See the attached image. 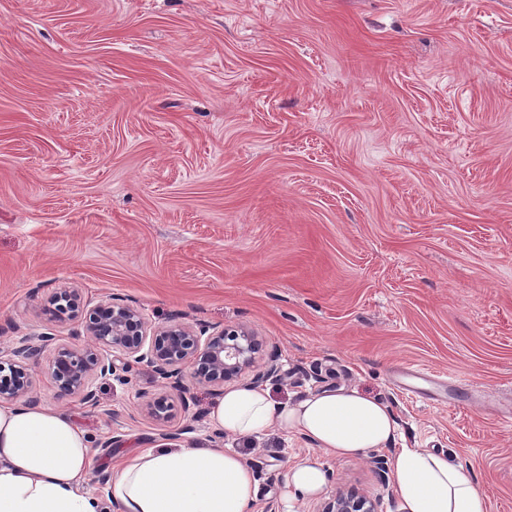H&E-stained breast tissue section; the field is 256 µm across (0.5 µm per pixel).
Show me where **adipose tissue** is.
Returning a JSON list of instances; mask_svg holds the SVG:
<instances>
[{"label":"adipose tissue","instance_id":"obj_1","mask_svg":"<svg viewBox=\"0 0 512 512\" xmlns=\"http://www.w3.org/2000/svg\"><path fill=\"white\" fill-rule=\"evenodd\" d=\"M212 429L260 437L272 429L299 434L315 450L338 458L384 448L396 421L388 407L359 390H326L293 402L268 389L236 387L209 407ZM85 429L63 409L0 404V512H253L254 474L235 448L214 443H157L117 457L104 496L85 491L95 465ZM392 481L400 512H485V494L446 453L404 448ZM287 489L320 494L327 473L307 458L289 466Z\"/></svg>","mask_w":512,"mask_h":512}]
</instances>
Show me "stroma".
Listing matches in <instances>:
<instances>
[{"instance_id": "1", "label": "stroma", "mask_w": 512, "mask_h": 512, "mask_svg": "<svg viewBox=\"0 0 512 512\" xmlns=\"http://www.w3.org/2000/svg\"><path fill=\"white\" fill-rule=\"evenodd\" d=\"M63 288L152 326L246 327L279 357L276 401L354 388L398 424L288 504L301 437L212 431L207 387L155 420L144 363L82 403L47 351L32 397L88 432L91 493L176 433L245 453L254 512L348 489L398 512L376 462L406 446L512 512V0H0L1 352L88 343L45 312ZM405 367L462 402L402 390Z\"/></svg>"}]
</instances>
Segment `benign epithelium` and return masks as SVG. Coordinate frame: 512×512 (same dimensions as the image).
<instances>
[{
	"label": "benign epithelium",
	"instance_id": "1",
	"mask_svg": "<svg viewBox=\"0 0 512 512\" xmlns=\"http://www.w3.org/2000/svg\"><path fill=\"white\" fill-rule=\"evenodd\" d=\"M48 312L55 318L67 316L84 324L91 345H58L49 367L51 378L61 393L79 398L85 404L96 403L93 381L116 373L114 359L145 362L163 380L165 387L187 402L190 386L222 388L241 378L254 367L262 340L244 329L201 325L193 328L171 322L150 329L134 307L112 300L88 309L74 290H64L51 299ZM55 337L43 336L40 343L14 347L10 357H0V402H13L31 394L30 363L37 361ZM116 354L112 359L108 353ZM281 376L278 356L270 355L256 371L248 386L256 387ZM149 414L157 420L171 417L172 403L162 394L148 404ZM319 512H377L376 503L355 491H342L325 503Z\"/></svg>",
	"mask_w": 512,
	"mask_h": 512
}]
</instances>
